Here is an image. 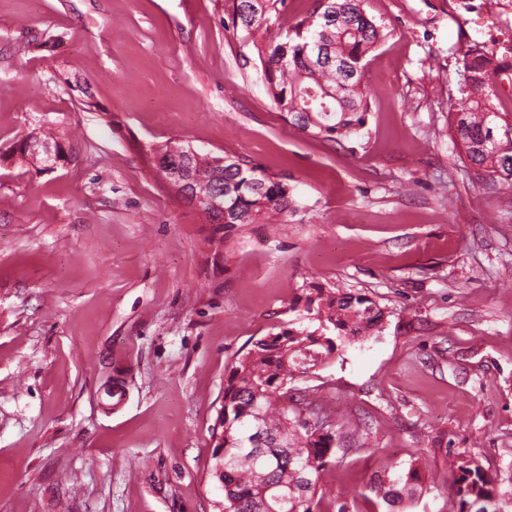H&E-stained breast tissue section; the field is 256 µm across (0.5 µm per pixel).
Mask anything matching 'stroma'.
Returning a JSON list of instances; mask_svg holds the SVG:
<instances>
[{"mask_svg":"<svg viewBox=\"0 0 512 512\" xmlns=\"http://www.w3.org/2000/svg\"><path fill=\"white\" fill-rule=\"evenodd\" d=\"M316 6L250 33L233 0H0V512H218L224 377L315 285L384 312L291 384L350 426L327 496L359 512L374 475L416 467L410 512H457L463 452L512 512V187L448 119L457 58L512 53V0H367L386 37L338 144L288 124L257 55ZM34 131L54 168L16 153ZM171 140L261 166L297 211L217 229L160 170Z\"/></svg>","mask_w":512,"mask_h":512,"instance_id":"obj_1","label":"stroma"}]
</instances>
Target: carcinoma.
<instances>
[{"label": "carcinoma", "mask_w": 512, "mask_h": 512, "mask_svg": "<svg viewBox=\"0 0 512 512\" xmlns=\"http://www.w3.org/2000/svg\"><path fill=\"white\" fill-rule=\"evenodd\" d=\"M363 0H319L284 42L260 58L272 98L291 126L330 141L359 133L368 118L363 60L385 38ZM285 0H233V26L247 31L268 22ZM509 69L497 52L476 44L458 67L460 98L449 105L453 131L470 164L493 182L512 185V120L497 110L495 88ZM156 149L164 174L180 167L188 178L171 179L187 199H196L213 224H260L296 211L294 187L239 158L198 152L175 157ZM217 197L220 207L209 199ZM305 312L318 326L279 327L236 356L224 380L223 399L212 428L210 468L224 491L218 512H346L319 494L336 465L332 420H309L313 402L288 398V384L313 373L337 351L379 330L384 313L361 294L323 291L305 297ZM264 433L267 444L253 439ZM451 493L457 512H498V490L489 473L465 454L451 462ZM419 473L413 469L374 481L377 501L367 512L413 504Z\"/></svg>", "instance_id": "cac0c4a2"}]
</instances>
